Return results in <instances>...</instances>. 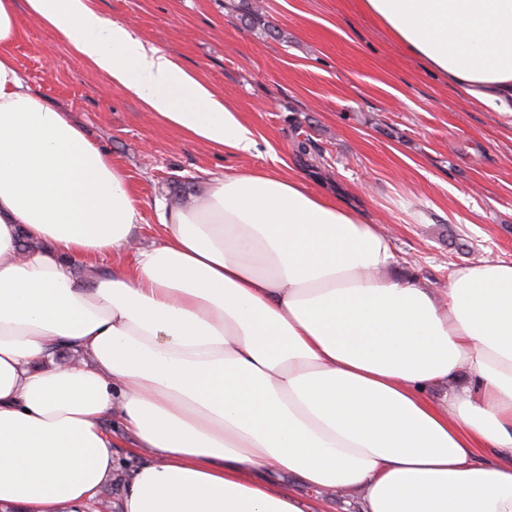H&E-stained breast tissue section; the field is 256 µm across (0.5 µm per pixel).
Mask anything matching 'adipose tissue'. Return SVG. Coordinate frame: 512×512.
I'll use <instances>...</instances> for the list:
<instances>
[{
  "label": "adipose tissue",
  "mask_w": 512,
  "mask_h": 512,
  "mask_svg": "<svg viewBox=\"0 0 512 512\" xmlns=\"http://www.w3.org/2000/svg\"><path fill=\"white\" fill-rule=\"evenodd\" d=\"M26 3L146 111L256 152L241 112L123 22ZM360 7L512 124V0ZM20 36L0 0V505L84 512L116 479L115 413L146 458L122 512H324L336 489L359 512H512V263L456 268L439 293L393 275L382 225L280 169L156 200L162 239L141 246L126 174L32 92ZM60 349L77 362L51 366Z\"/></svg>",
  "instance_id": "1"
}]
</instances>
